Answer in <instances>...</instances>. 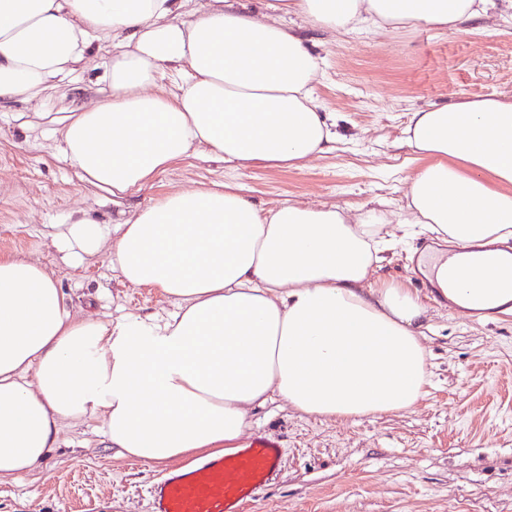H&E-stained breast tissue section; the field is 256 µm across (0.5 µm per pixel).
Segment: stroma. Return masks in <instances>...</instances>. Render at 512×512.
<instances>
[{"label":"stroma","mask_w":512,"mask_h":512,"mask_svg":"<svg viewBox=\"0 0 512 512\" xmlns=\"http://www.w3.org/2000/svg\"><path fill=\"white\" fill-rule=\"evenodd\" d=\"M490 29L449 35L428 29L305 35L321 60L314 96L337 120L331 151L301 169L246 168L199 154L175 162L122 204L83 181L60 156L61 138L42 113L98 97L95 74L64 80L40 103H0V255L40 260L79 315L167 316L156 289L132 287L102 253L72 267L50 240L84 211L120 221L175 189L234 183L261 208L284 201L404 213L409 179L424 160L405 142L409 112L498 94L512 98V10L491 8ZM386 257L371 286L393 282L429 308L422 339L429 382L411 408L357 420L300 413L278 396L249 414V436L283 449L281 471L246 512H512V310L474 322L411 272L430 235L386 225ZM162 463L117 457L100 420L63 427L35 470L0 482V512H149L146 489Z\"/></svg>","instance_id":"stroma-1"}]
</instances>
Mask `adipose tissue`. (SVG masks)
Instances as JSON below:
<instances>
[{"label":"adipose tissue","instance_id":"obj_1","mask_svg":"<svg viewBox=\"0 0 512 512\" xmlns=\"http://www.w3.org/2000/svg\"><path fill=\"white\" fill-rule=\"evenodd\" d=\"M0 0V99L40 100L108 43L104 94L57 116L61 156L121 202L196 153L245 168L303 167L336 132L312 97L321 67L285 27L348 36L488 23L489 0H265L262 15L211 0ZM177 91L151 88L166 71ZM411 223L464 248L512 239V100L410 112ZM389 219L370 207H257L236 187L177 189L116 224L58 225L71 264L109 252L165 318L76 317L40 262L0 256V479L39 466L63 425L101 418L118 456L162 463L236 447L249 412L276 395L302 413L357 419L422 397L428 309L392 283L368 287ZM458 307L512 301V271L446 261L433 274Z\"/></svg>","mask_w":512,"mask_h":512}]
</instances>
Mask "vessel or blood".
Listing matches in <instances>:
<instances>
[{
  "mask_svg": "<svg viewBox=\"0 0 512 512\" xmlns=\"http://www.w3.org/2000/svg\"><path fill=\"white\" fill-rule=\"evenodd\" d=\"M281 448L259 435L244 448L175 468L148 490L151 512H244L277 476Z\"/></svg>",
  "mask_w": 512,
  "mask_h": 512,
  "instance_id": "obj_1",
  "label": "vessel or blood"
}]
</instances>
